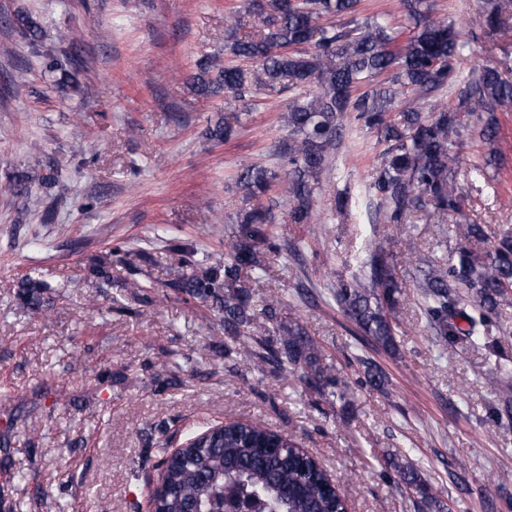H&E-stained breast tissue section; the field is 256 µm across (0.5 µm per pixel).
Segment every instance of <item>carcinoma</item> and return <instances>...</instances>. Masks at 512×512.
<instances>
[{"label": "carcinoma", "mask_w": 512, "mask_h": 512, "mask_svg": "<svg viewBox=\"0 0 512 512\" xmlns=\"http://www.w3.org/2000/svg\"><path fill=\"white\" fill-rule=\"evenodd\" d=\"M359 0H252L254 25L243 36L224 43V55L202 59L191 77L204 97L224 94V102L255 100L286 90L293 98L284 116L288 140L275 150L288 166L285 174L264 166L243 168L237 183L244 206L224 244V260L209 265L193 262L194 247L180 243L188 272L167 283L177 295L211 304L222 313L224 336L247 351L260 370L272 367L298 379L308 389L346 401L340 380L324 376L320 347L298 322H285L278 308L258 304L247 284L250 274L264 270V250H278L274 232L277 202L262 197L277 186L289 203L293 224L310 220L314 192L330 174L329 155L346 136L345 117L377 134L386 148L375 168L370 192L384 224L401 233L418 213L443 223L461 213L454 180L463 144L488 148L476 171L498 163L495 150L497 111L512 109V80L505 68L484 66L460 81L457 59L464 43L452 22L435 13L431 0H403L398 24L359 15ZM507 0H483L479 38L498 43L512 32ZM409 36H404V33ZM414 96L415 104L401 111L399 121L387 119L397 93ZM459 89L457 104L448 108L443 97ZM474 114L462 129L456 113ZM234 132L227 118L206 130L214 141ZM462 245L416 265L415 288L421 312L438 336L482 340L492 315L512 303V230L494 237L479 224L466 225ZM117 262L131 277L123 287L147 304L160 301L151 285L121 248ZM52 285L26 279L18 297L34 311H43L42 295ZM405 291L383 249L375 245L362 273L336 284L334 298L361 335L383 351L398 350L405 335L397 311ZM466 327H461L460 322ZM366 383L379 388L385 375L369 360H361ZM164 490L155 512H222L224 507L253 512H346L347 503L319 462L288 435L253 422L213 424L186 440L179 454L165 457ZM389 467L397 486L434 505L429 484L407 459L392 458Z\"/></svg>", "instance_id": "cac0c4a2"}]
</instances>
